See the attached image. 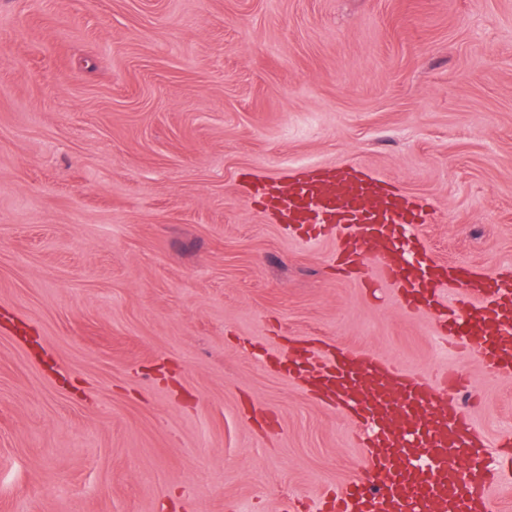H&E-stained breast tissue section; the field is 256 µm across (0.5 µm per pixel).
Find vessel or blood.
I'll list each match as a JSON object with an SVG mask.
<instances>
[{"mask_svg":"<svg viewBox=\"0 0 512 512\" xmlns=\"http://www.w3.org/2000/svg\"><path fill=\"white\" fill-rule=\"evenodd\" d=\"M263 197L284 224H332L344 232L345 265L378 275L404 306L436 313L441 335L479 353L492 371L512 370V278L486 276L437 261L429 251L406 258L409 229L427 223L426 204L353 165L300 168L286 187ZM460 289L464 316L449 317L440 284ZM460 373L431 378L362 351L336 350L311 384L355 419L368 458L325 512H489L493 481L482 440L457 398Z\"/></svg>","mask_w":512,"mask_h":512,"instance_id":"b4317fda","label":"vessel or blood"}]
</instances>
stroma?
<instances>
[{"label": "stroma", "instance_id": "obj_1", "mask_svg": "<svg viewBox=\"0 0 512 512\" xmlns=\"http://www.w3.org/2000/svg\"><path fill=\"white\" fill-rule=\"evenodd\" d=\"M353 164L512 274V0H0V512H283L363 466L290 353L512 375L337 274L248 181Z\"/></svg>", "mask_w": 512, "mask_h": 512}]
</instances>
